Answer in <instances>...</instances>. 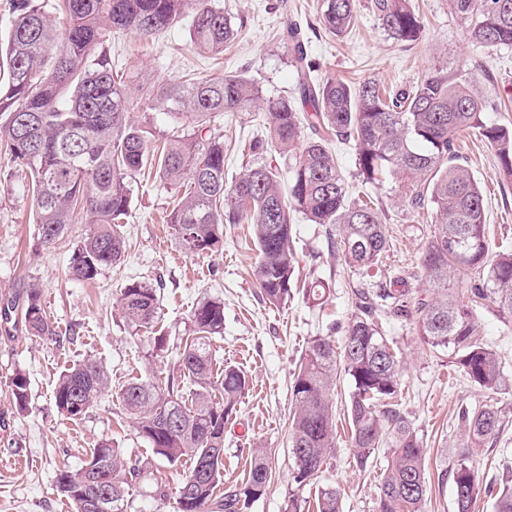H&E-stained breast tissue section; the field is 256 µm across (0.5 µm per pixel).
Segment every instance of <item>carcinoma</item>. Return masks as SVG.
<instances>
[{
    "mask_svg": "<svg viewBox=\"0 0 512 512\" xmlns=\"http://www.w3.org/2000/svg\"><path fill=\"white\" fill-rule=\"evenodd\" d=\"M470 22V38L485 47L512 46V0H452ZM383 28L400 42L416 41L423 18L410 0H375ZM65 18L61 30L36 0H15L0 67V140L11 163L28 174L37 239L53 244L68 233L76 213L90 227L70 261L78 280L93 281L103 268L124 257L122 220L131 189L127 177L151 164L161 179L177 185L189 178L191 191L168 215L179 244L197 254H216L224 246V225L247 223L258 250L254 279L265 300L280 305L294 290L315 305L331 293L320 279L299 282L292 249L293 215L330 226L333 244L346 263L369 273L386 252L385 225L376 209L357 201L336 164L333 139L354 143L362 183L388 178L412 188L411 207L429 209L433 232L421 265L433 296L414 308L420 341L451 352L455 364L483 391L512 392V375L484 339L472 306L489 298L512 314V251L490 254L479 183L461 161L456 135L468 128L495 151L505 176L512 177V126L488 123L489 105L468 83L444 70L431 73L407 91L388 96L373 80L318 81L313 61L301 49L302 31L286 16L282 35L295 45L299 98L264 100L259 87L243 75L219 80L189 77L157 88L153 98L183 119L190 131L148 149L149 131L129 121L130 97L116 81L109 32L157 38L185 15L191 17V42L203 53H219L238 34L231 15L212 0H57ZM355 21V0H323L320 23L340 37ZM262 112L270 142L255 150H273L289 158L288 191L276 168L258 160L235 180L224 179V140L207 122L219 112ZM33 118L21 132L18 118ZM312 137L297 149L302 131ZM466 270L488 287L470 289L468 303L452 297L448 274ZM31 285L23 316L36 338L58 335ZM398 304L389 288L364 295L347 327L343 345L314 337L294 374L291 421L293 483L309 485L323 472L336 447L332 396L337 377L350 384L347 420L356 463L363 467L379 448L388 465L378 487L376 512H425L428 449L413 423L396 407L397 353L384 335L374 309ZM126 320L150 329L160 317L157 288L132 282L120 295ZM192 330L178 347L176 375L162 382L132 378L112 390L103 367L87 358L68 367L54 389L57 410L70 420L82 418L98 399L115 392L119 409L135 420L139 435L154 455L172 467H190L177 490L178 512H208L224 473V428L248 389L245 373L224 367L214 372L212 341L224 331V303L207 299L191 315ZM20 407L27 401V380L11 381ZM466 441L451 476L456 512H474L481 492L495 493L496 512H512V483L482 486L474 449L501 429L499 411L483 405L462 413ZM142 472L140 461L125 459L108 442L90 450L81 468L57 475V491L73 512H88V497L103 492L110 512H124L128 488ZM272 474V457L254 449L246 481L224 491L222 512H245L262 497ZM317 512H341L340 489H322Z\"/></svg>",
    "mask_w": 512,
    "mask_h": 512,
    "instance_id": "1",
    "label": "carcinoma"
}]
</instances>
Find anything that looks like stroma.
Returning <instances> with one entry per match:
<instances>
[{"label":"stroma","mask_w":512,"mask_h":512,"mask_svg":"<svg viewBox=\"0 0 512 512\" xmlns=\"http://www.w3.org/2000/svg\"><path fill=\"white\" fill-rule=\"evenodd\" d=\"M215 2L242 24L233 45L221 53L196 52L185 20L153 40L127 32L108 37L116 71L136 90L130 117L147 128L152 139L180 136L186 128L162 105L139 93L141 84L155 88L188 74L221 78L232 72L253 79L263 98H296L291 52L279 37L284 10L302 27L316 78L372 79L395 91L444 68L483 94L492 106L485 114L488 121L512 125V48L490 49L472 42L467 21L448 0H413L425 28L411 45L388 35L373 0H356L355 23L341 37L322 27V0ZM211 132L224 138V176L229 180L250 160L242 151L244 144L268 137L256 112L220 113ZM457 146L483 189L491 253L511 250L512 180L504 177L494 150L478 132L460 133ZM331 149L350 190L372 196L389 247L377 274L362 275L331 249L324 225L294 215L299 279L321 278L334 289L320 309L299 291L277 306L263 299L251 273L257 250L247 225H225L224 248L215 255L182 249L167 217L186 190L161 181L150 167L128 179L131 203L124 224V258L103 269L94 281L73 279L70 259L86 224L73 225L67 237L42 245L24 191L28 177L0 151V307L10 301L23 303L28 286L37 284L43 307L59 331L56 337L39 339L29 335L21 320L0 318V512H72L56 489L57 476L61 470L80 468L90 449L105 440L144 466L141 478L129 488L125 512H177L176 486L188 463L171 467L155 456L133 421L120 413L115 398L102 396L85 416L73 421L58 413L53 389L65 368L86 358L101 361L116 388L135 377L166 379L175 368L181 337L191 330L192 311L208 298L224 303V334L213 342L217 365L239 367L249 379L224 430V485L215 494L223 496L226 488L246 480L254 448H267L274 455L270 484L247 512H284L294 470L291 385L309 341L323 336L343 342L356 312L357 292L375 291L378 284L392 280L412 302L426 287L421 256L432 228L430 215L410 207V194L401 184L388 180L363 185L353 143L336 141ZM137 280L152 283L160 298L161 316L151 334L129 324L119 302L122 289ZM474 315L505 371L512 374V315L499 312L489 301L475 307ZM382 321L400 357L399 409L413 422L426 448L455 450L465 438L463 410L494 405L503 427L495 441L478 450L480 480L498 484L512 479V393L490 395L471 384L448 353L420 342L411 316L391 311ZM157 334L166 337L169 347L162 356L153 349ZM18 373L28 379V401L22 410L11 395V380ZM386 464L380 451L366 467H359L347 427L339 425L335 454L319 478L299 493L303 512H316L317 497L327 486L340 489L343 512H375Z\"/></svg>","instance_id":"obj_1"}]
</instances>
